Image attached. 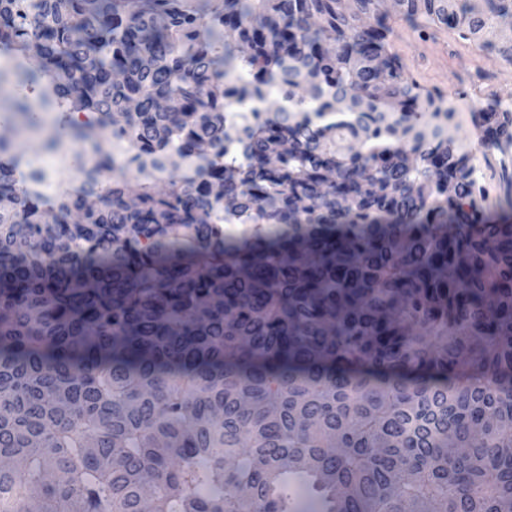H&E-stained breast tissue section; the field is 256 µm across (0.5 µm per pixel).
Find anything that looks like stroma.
<instances>
[{"mask_svg":"<svg viewBox=\"0 0 512 512\" xmlns=\"http://www.w3.org/2000/svg\"><path fill=\"white\" fill-rule=\"evenodd\" d=\"M390 47L406 75L424 91L451 96L457 112L455 133L470 158L472 171L483 168L486 150L483 135H470L468 125L485 100L473 88L493 86L504 101L512 104V66H501L496 56L480 50L473 42L441 26L423 27L399 13H391Z\"/></svg>","mask_w":512,"mask_h":512,"instance_id":"stroma-1","label":"stroma"}]
</instances>
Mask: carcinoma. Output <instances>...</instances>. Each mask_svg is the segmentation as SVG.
Instances as JSON below:
<instances>
[{"label": "carcinoma", "instance_id": "1", "mask_svg": "<svg viewBox=\"0 0 512 512\" xmlns=\"http://www.w3.org/2000/svg\"><path fill=\"white\" fill-rule=\"evenodd\" d=\"M382 5L0 0V512H512V223Z\"/></svg>", "mask_w": 512, "mask_h": 512}]
</instances>
